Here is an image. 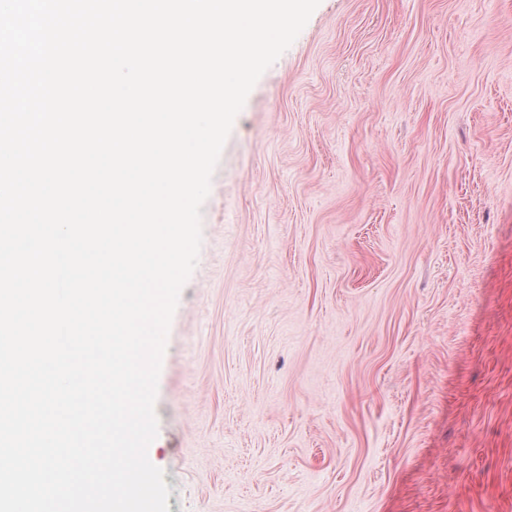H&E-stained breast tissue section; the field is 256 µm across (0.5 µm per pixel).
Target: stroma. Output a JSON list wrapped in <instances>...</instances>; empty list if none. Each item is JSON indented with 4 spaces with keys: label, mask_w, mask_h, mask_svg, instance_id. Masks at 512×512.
Here are the masks:
<instances>
[{
    "label": "stroma",
    "mask_w": 512,
    "mask_h": 512,
    "mask_svg": "<svg viewBox=\"0 0 512 512\" xmlns=\"http://www.w3.org/2000/svg\"><path fill=\"white\" fill-rule=\"evenodd\" d=\"M201 232L169 512H512V0H321Z\"/></svg>",
    "instance_id": "35a3bbf8"
}]
</instances>
